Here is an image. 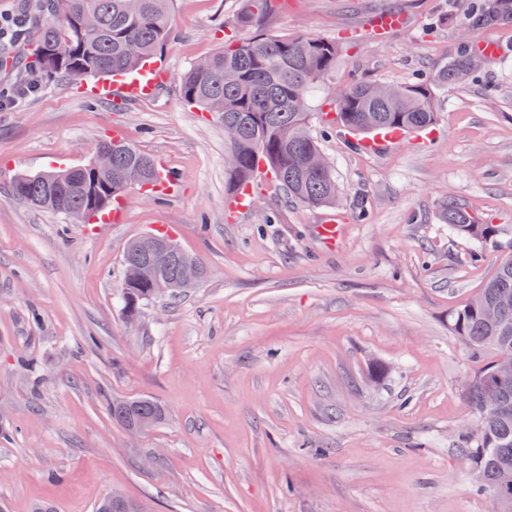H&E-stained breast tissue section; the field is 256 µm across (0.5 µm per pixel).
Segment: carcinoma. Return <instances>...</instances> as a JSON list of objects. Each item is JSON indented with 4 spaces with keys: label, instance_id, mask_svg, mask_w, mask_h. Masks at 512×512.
<instances>
[{
    "label": "carcinoma",
    "instance_id": "cac0c4a2",
    "mask_svg": "<svg viewBox=\"0 0 512 512\" xmlns=\"http://www.w3.org/2000/svg\"><path fill=\"white\" fill-rule=\"evenodd\" d=\"M271 0H244L233 26L240 36L224 41V49L195 62L180 76L182 99L202 111L217 100L222 122L237 125L235 165L225 167V185L233 193L246 187L259 162L274 173L288 198L312 207L336 203L338 189L332 166L315 168L308 157L321 152L310 130L311 92L336 68L339 44L312 35H272L259 29ZM171 0H46L30 14L39 26L29 69L49 79L70 81L108 79L135 73L155 58L171 36ZM460 42L448 60L426 79L389 85L373 94L360 83L339 93L337 112L327 123H341L360 131L420 132L436 120L435 88L466 82L464 75L479 71L478 54L470 44L475 28L512 23V0H467ZM143 168L153 181L157 168L136 146L112 147V173L127 167ZM128 186L111 173L92 167L22 174L13 185L14 196L31 206L69 217L100 214L122 196ZM448 228L479 245L494 240L498 225L450 201L441 209ZM173 246L165 256L142 251L131 242L124 254V308L139 309L155 299L159 279L177 277ZM452 330L473 355L490 349L493 359L466 384L465 396L480 414L470 440L469 456L476 465L478 488L499 496L501 512H512V370L499 362L512 355V257L502 260L493 277L464 308L452 314ZM128 405L155 424L165 420V408L149 398L112 401L110 415L121 423Z\"/></svg>",
    "mask_w": 512,
    "mask_h": 512
}]
</instances>
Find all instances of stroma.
Listing matches in <instances>:
<instances>
[{"label": "stroma", "mask_w": 512, "mask_h": 512, "mask_svg": "<svg viewBox=\"0 0 512 512\" xmlns=\"http://www.w3.org/2000/svg\"><path fill=\"white\" fill-rule=\"evenodd\" d=\"M242 5L173 0L157 55L171 79L153 95L47 79L0 112V512H94L115 490L145 512H490L465 452L479 415L464 385L492 354L473 357L451 315L512 256V25L473 31L507 51L437 91L430 140L364 149L313 116L336 204L291 201L267 175L229 220L224 125L184 103L178 78L223 47ZM383 12L406 26L363 36ZM459 14L458 0H274L266 31L341 41L319 104L430 76ZM113 137L173 168L174 194L130 189L119 224L14 196L19 174L85 165ZM451 199L500 225L482 261L443 223ZM328 216L342 226L333 250L315 230ZM156 231L208 276L131 323L124 251ZM142 396L167 418L134 436L108 405Z\"/></svg>", "instance_id": "stroma-1"}]
</instances>
